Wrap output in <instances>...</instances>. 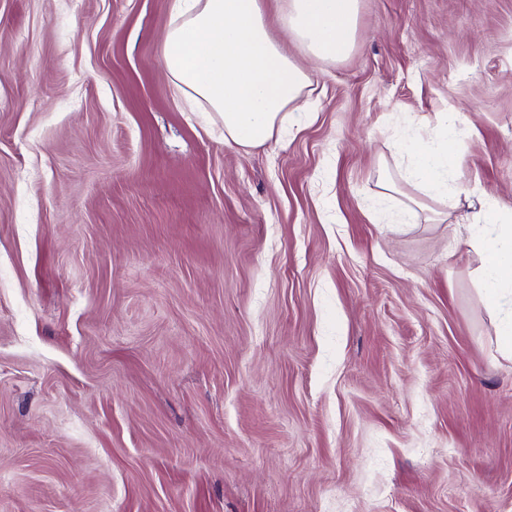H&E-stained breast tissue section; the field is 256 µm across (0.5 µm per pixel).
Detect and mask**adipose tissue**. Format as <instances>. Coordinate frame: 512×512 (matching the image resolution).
<instances>
[{"label":"adipose tissue","instance_id":"1","mask_svg":"<svg viewBox=\"0 0 512 512\" xmlns=\"http://www.w3.org/2000/svg\"><path fill=\"white\" fill-rule=\"evenodd\" d=\"M360 0H285L281 24L302 58L289 55L266 20L263 0H171L162 65L174 92L194 112L219 120L224 142L264 144L306 112L300 99L311 77L303 58H347L358 37ZM406 177L433 200L481 195L459 183L460 145L450 120L422 131L405 146ZM470 243L486 258L484 287L493 297L512 289V225L497 203L471 217Z\"/></svg>","mask_w":512,"mask_h":512}]
</instances>
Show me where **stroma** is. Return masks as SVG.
<instances>
[{"mask_svg": "<svg viewBox=\"0 0 512 512\" xmlns=\"http://www.w3.org/2000/svg\"><path fill=\"white\" fill-rule=\"evenodd\" d=\"M170 0H0V512H512V0H360L309 117L241 150L172 90ZM443 115L436 126H422V132L406 144V177L431 200L447 201L461 194L482 196L480 187L459 183L455 178L460 166V145L448 113ZM501 210L495 202H484L471 217L469 243L486 257L484 287L499 299L512 288V225L503 223ZM498 225L496 234L492 227Z\"/></svg>", "mask_w": 512, "mask_h": 512, "instance_id": "1", "label": "stroma"}]
</instances>
